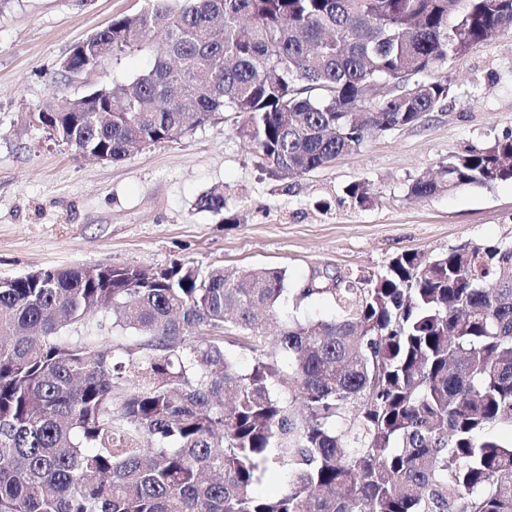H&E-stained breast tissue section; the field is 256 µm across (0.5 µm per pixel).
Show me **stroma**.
Segmentation results:
<instances>
[{
	"mask_svg": "<svg viewBox=\"0 0 512 512\" xmlns=\"http://www.w3.org/2000/svg\"><path fill=\"white\" fill-rule=\"evenodd\" d=\"M149 0H10L0 10V278L40 268L133 265L203 269L278 267L290 281L328 270L385 272L405 251L447 252L512 240V180L463 185L418 199V178L471 147L512 133V34L449 62L451 88L422 121L367 138L329 166L282 181L269 176L221 112L178 141L129 159L79 157L25 127L24 112L150 69L152 48L60 69L70 48ZM370 185L372 205L343 190ZM224 189V210L198 198Z\"/></svg>",
	"mask_w": 512,
	"mask_h": 512,
	"instance_id": "stroma-1",
	"label": "stroma"
}]
</instances>
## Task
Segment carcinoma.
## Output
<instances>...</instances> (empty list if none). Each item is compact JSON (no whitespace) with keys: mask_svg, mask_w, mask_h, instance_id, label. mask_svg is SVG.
Wrapping results in <instances>:
<instances>
[{"mask_svg":"<svg viewBox=\"0 0 512 512\" xmlns=\"http://www.w3.org/2000/svg\"><path fill=\"white\" fill-rule=\"evenodd\" d=\"M509 32L512 0H152L99 31L114 56L158 37L151 70L24 122L120 162L233 112L285 181L418 122L448 96L449 60ZM507 179L512 134L410 195ZM344 194L371 202L363 182ZM197 206L222 211L224 189ZM288 298L339 315L271 336L257 313ZM95 316L139 349L116 360L65 335ZM498 425L512 427V242L405 252L355 278L176 263L0 285V512H512ZM271 471L277 497L256 490Z\"/></svg>","mask_w":512,"mask_h":512,"instance_id":"obj_1","label":"carcinoma"}]
</instances>
